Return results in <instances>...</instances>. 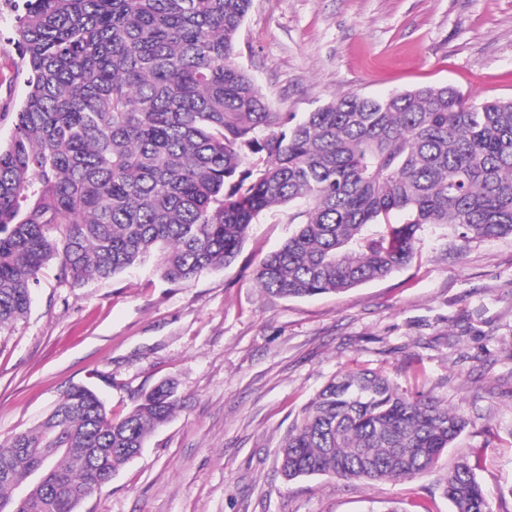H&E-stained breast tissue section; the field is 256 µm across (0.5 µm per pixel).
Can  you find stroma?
I'll list each match as a JSON object with an SVG mask.
<instances>
[{
  "label": "stroma",
  "mask_w": 512,
  "mask_h": 512,
  "mask_svg": "<svg viewBox=\"0 0 512 512\" xmlns=\"http://www.w3.org/2000/svg\"><path fill=\"white\" fill-rule=\"evenodd\" d=\"M0 0V142L24 94L15 17ZM237 62L274 111L304 114L353 92L451 85L512 98V0H253ZM276 208L231 265L171 286L151 266L82 284L43 270L28 314L0 332V442L36 425L72 384L95 386L114 417L158 382L175 415L79 512H451L440 482L481 449L494 512H512V236L459 249L427 226L417 257L341 294L273 299L253 271L294 229ZM364 369L458 406L471 425L404 483L318 475L284 481L276 454L336 374Z\"/></svg>",
  "instance_id": "1"
}]
</instances>
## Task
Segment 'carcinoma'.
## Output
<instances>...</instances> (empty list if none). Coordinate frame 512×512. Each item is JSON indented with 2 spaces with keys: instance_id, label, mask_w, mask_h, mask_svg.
Instances as JSON below:
<instances>
[{
  "instance_id": "cac0c4a2",
  "label": "carcinoma",
  "mask_w": 512,
  "mask_h": 512,
  "mask_svg": "<svg viewBox=\"0 0 512 512\" xmlns=\"http://www.w3.org/2000/svg\"><path fill=\"white\" fill-rule=\"evenodd\" d=\"M252 2L24 0L26 91L0 146V331L53 261L75 283L152 261L176 285L233 262L259 215L285 205L303 204L297 227L253 273L277 298L383 279L414 261L428 224L460 248L512 236V98L425 86L275 112L235 60ZM177 405L163 381L114 419L96 391L69 387L0 445V512L51 448L25 512H77ZM469 425L387 374L346 371L303 409L279 468L288 481H404ZM475 457L443 479L453 512H493Z\"/></svg>"
}]
</instances>
